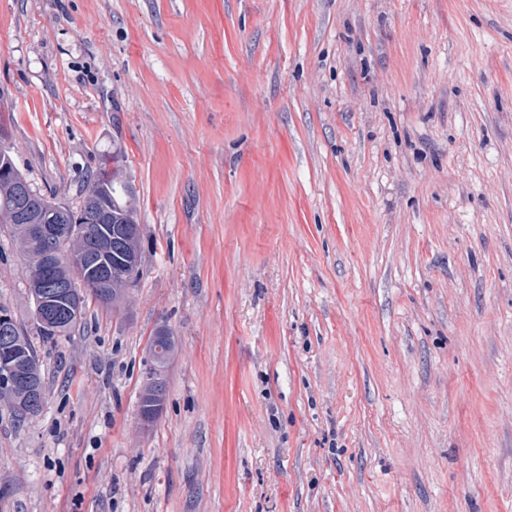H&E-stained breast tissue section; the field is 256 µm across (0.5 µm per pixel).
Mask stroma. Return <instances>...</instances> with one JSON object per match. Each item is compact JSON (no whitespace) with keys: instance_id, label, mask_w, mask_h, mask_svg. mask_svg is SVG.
<instances>
[{"instance_id":"obj_1","label":"stroma","mask_w":512,"mask_h":512,"mask_svg":"<svg viewBox=\"0 0 512 512\" xmlns=\"http://www.w3.org/2000/svg\"><path fill=\"white\" fill-rule=\"evenodd\" d=\"M0 116L141 225L126 310L0 405V512H512V0H0ZM26 279L0 231L35 337ZM160 328L166 330L168 332L167 336H171V338L167 341V343L165 345V351L159 354L155 351V345L158 342L157 336H160V334L158 332L160 330ZM160 328L155 330V332L153 333V336H150L148 344H147V349H148V354H149V359H150V361H148V362H150V367H149V371L146 372L147 376L144 381V385L141 390V394H140V398H139V404L142 406V408L145 412H150L152 410V408H151L152 405L155 403L154 402V400H155L154 389H153V386L149 383L150 379L148 378V375L151 373V370H152V364L157 365L159 368L166 369L170 362L171 357L173 356V354L175 352V348H176L175 339H174L173 333L170 331V329L165 326H162Z\"/></svg>"}]
</instances>
